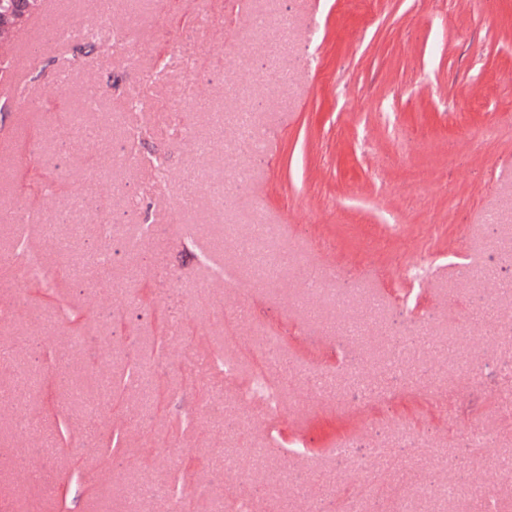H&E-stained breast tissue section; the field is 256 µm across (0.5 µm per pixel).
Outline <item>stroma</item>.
Masks as SVG:
<instances>
[{
    "mask_svg": "<svg viewBox=\"0 0 512 512\" xmlns=\"http://www.w3.org/2000/svg\"><path fill=\"white\" fill-rule=\"evenodd\" d=\"M168 2L96 20L65 0L73 35L31 51L0 113V496L166 512L137 489L178 484L226 512L233 485L253 512H512V0ZM258 9L275 28L241 53L228 32ZM241 94L265 150L241 144ZM79 198L64 254L42 226ZM229 224L268 225L253 262ZM228 309L252 344L284 340L278 418L209 366ZM269 419L308 455L255 468ZM339 442L350 457L324 456Z\"/></svg>",
    "mask_w": 512,
    "mask_h": 512,
    "instance_id": "stroma-1",
    "label": "stroma"
}]
</instances>
